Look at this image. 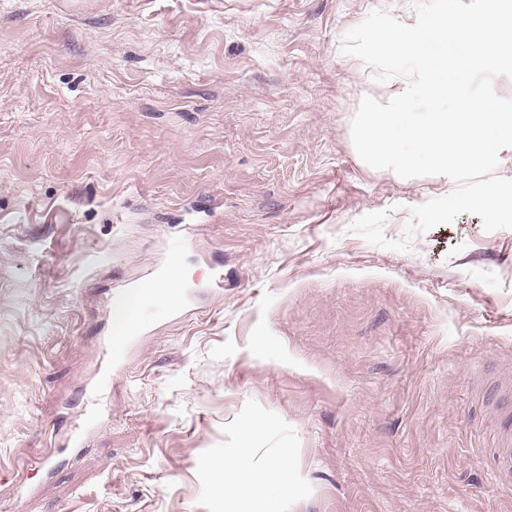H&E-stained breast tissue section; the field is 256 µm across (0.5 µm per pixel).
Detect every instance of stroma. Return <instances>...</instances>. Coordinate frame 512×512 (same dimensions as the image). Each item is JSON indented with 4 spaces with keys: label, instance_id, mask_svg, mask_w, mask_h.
Listing matches in <instances>:
<instances>
[{
    "label": "stroma",
    "instance_id": "35a3bbf8",
    "mask_svg": "<svg viewBox=\"0 0 512 512\" xmlns=\"http://www.w3.org/2000/svg\"><path fill=\"white\" fill-rule=\"evenodd\" d=\"M410 0H0V512H512V229L350 230L433 198L364 167L393 91L346 31ZM178 258L197 299L133 285ZM141 333L123 387L100 365ZM104 410L84 431L95 398ZM256 427L253 436L244 433ZM83 445L43 458L53 438ZM281 464L266 499L218 460ZM140 330L135 324H131L126 331L123 332V335L126 336L125 340H112L111 342L103 343V352L104 354H108L112 351V364L116 366L119 364L120 356L119 351L123 349H128L131 345L135 344L137 341V337L139 336ZM118 368V367H117ZM498 467L491 472L494 480L498 482L499 471H512V410H511V429L502 431L497 447ZM251 451V448H241L234 456L225 457L215 465L222 479L224 495L229 499L243 486L253 496H264L270 488L283 490L287 486L284 469L280 466H270L262 474L253 471L248 465Z\"/></svg>",
    "mask_w": 512,
    "mask_h": 512
}]
</instances>
